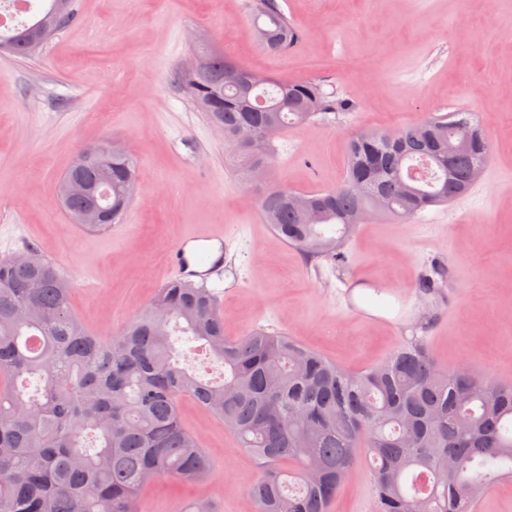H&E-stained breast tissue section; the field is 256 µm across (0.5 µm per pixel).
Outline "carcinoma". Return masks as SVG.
<instances>
[{
	"label": "carcinoma",
	"mask_w": 512,
	"mask_h": 512,
	"mask_svg": "<svg viewBox=\"0 0 512 512\" xmlns=\"http://www.w3.org/2000/svg\"><path fill=\"white\" fill-rule=\"evenodd\" d=\"M8 34L0 51L34 52L28 30L51 7ZM260 45L287 54L302 33L276 0H259ZM204 71L182 73L185 93L224 139L241 177L271 166L268 128L285 131L318 115L347 112L313 79L247 72L216 49L198 55ZM490 143L470 112L435 114L422 128L360 131L349 140L346 175L306 196L320 220L288 200L285 185L257 186L265 223L312 260L345 261L342 246L365 222L407 221L453 202L486 166ZM132 153L91 160L75 176L101 188L119 224L137 176ZM72 216L90 203L64 196ZM71 288L52 263L0 259V512H145L142 491L160 478L196 482L211 460L181 421L187 396L224 420L261 464L248 487L255 512H327L348 476L370 467L374 512H474L512 477V386L468 367L447 370L426 337L412 336L379 364L350 371L280 333L228 340L215 292L174 279L119 334L89 332L72 313ZM224 366L210 379L185 366L182 340Z\"/></svg>",
	"instance_id": "cac0c4a2"
}]
</instances>
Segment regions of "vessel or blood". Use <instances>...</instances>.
<instances>
[{"label":"vessel or blood","instance_id":"b4317fda","mask_svg":"<svg viewBox=\"0 0 512 512\" xmlns=\"http://www.w3.org/2000/svg\"><path fill=\"white\" fill-rule=\"evenodd\" d=\"M223 230L191 235L179 241L169 252L167 263L186 279H210L224 268Z\"/></svg>","mask_w":512,"mask_h":512}]
</instances>
